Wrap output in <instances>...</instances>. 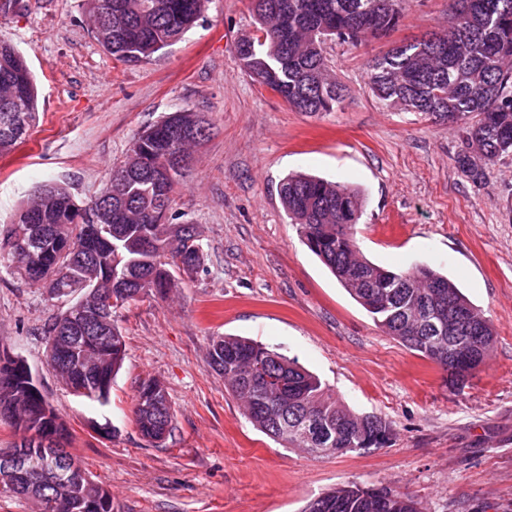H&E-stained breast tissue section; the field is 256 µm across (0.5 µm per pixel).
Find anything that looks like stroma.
<instances>
[{
	"mask_svg": "<svg viewBox=\"0 0 512 512\" xmlns=\"http://www.w3.org/2000/svg\"><path fill=\"white\" fill-rule=\"evenodd\" d=\"M448 0H404L395 31L325 55L348 95L340 108L291 109L243 70L250 0H208L204 17L146 63L122 64L91 34L87 0H14L0 38L25 57L38 119L0 156V225L38 185L88 205L138 134L182 108L212 131L182 170L173 202L203 248L192 277L164 299L119 313L124 365L108 405L76 397L46 359L61 305L0 272V345L31 367L70 432L68 450L112 495V512H301L348 483L412 498L423 512H512V155L481 183L456 166L463 125L388 109L366 62L448 24ZM301 172L361 190L356 238L372 262L448 275L494 328L490 358L461 388L389 336L303 244L279 187ZM247 337L297 359L338 401L391 428L387 446L319 457L274 442L246 418L210 365L212 337ZM166 387L172 438L144 439L140 381Z\"/></svg>",
	"mask_w": 512,
	"mask_h": 512,
	"instance_id": "35a3bbf8",
	"label": "stroma"
}]
</instances>
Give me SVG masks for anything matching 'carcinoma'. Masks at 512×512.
<instances>
[{
	"label": "carcinoma",
	"mask_w": 512,
	"mask_h": 512,
	"mask_svg": "<svg viewBox=\"0 0 512 512\" xmlns=\"http://www.w3.org/2000/svg\"><path fill=\"white\" fill-rule=\"evenodd\" d=\"M208 0H88L91 32L100 47L123 64H138L180 39L202 17ZM402 0H251L256 33L242 38L243 68L297 112H330L347 96L331 72L324 44L338 39L353 47L399 25ZM371 90L389 109L427 120L457 123L468 118V147L457 167L474 183L498 158L512 154V0H450L448 26L395 45L367 62ZM33 76L13 45L0 40V155L12 152L36 120ZM201 112L181 109L148 126L112 184L79 223L68 189L45 182L20 209L39 216L47 234L30 241L17 223L0 228V268L52 292L66 289L61 315L47 330L49 365L77 397L108 402L112 380L125 359L119 310L145 298L167 296L175 274L191 275L203 252L196 242L168 249V222L180 169L175 159L209 136ZM280 199L308 248L338 283L394 339L448 371L453 387L464 385L486 364L492 324L461 290L428 266L392 271L360 251L355 226L363 199L356 189L304 174H290ZM112 295V329L86 334L73 351L70 340L79 309L97 307ZM212 368L240 402L247 419L272 440L312 454L344 456L381 448L390 426L377 415L358 414L331 397L318 377L298 361L239 336H215ZM22 361L0 350V421L25 433L12 448H24L29 469L3 482L0 494L37 499L45 512H112L107 489L86 471L76 474L82 497L49 482L38 439L55 438L67 452L69 433L43 394L27 388ZM159 403L164 414L150 411ZM174 414L168 392L156 379L137 390L134 420L151 442L172 437ZM302 512H419L417 503L386 488L347 484L309 501Z\"/></svg>",
	"instance_id": "carcinoma-1"
}]
</instances>
